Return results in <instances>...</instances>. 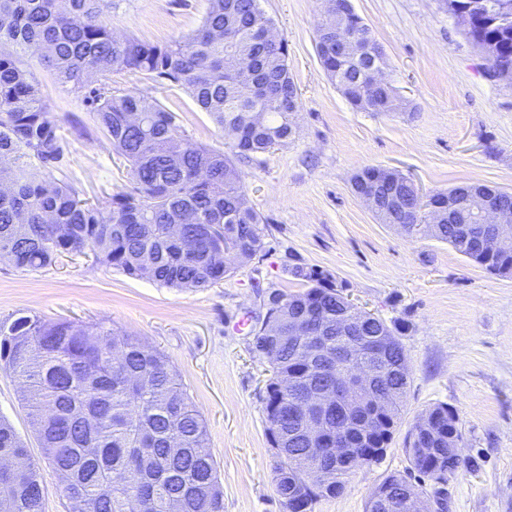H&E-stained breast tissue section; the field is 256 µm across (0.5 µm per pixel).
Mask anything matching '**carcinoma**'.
Wrapping results in <instances>:
<instances>
[{
  "label": "carcinoma",
  "instance_id": "carcinoma-1",
  "mask_svg": "<svg viewBox=\"0 0 512 512\" xmlns=\"http://www.w3.org/2000/svg\"><path fill=\"white\" fill-rule=\"evenodd\" d=\"M104 0H0V261L39 270L61 259L92 255L93 262L134 279L180 290L208 288L249 264L265 248V227L248 205L242 173L232 158L178 136L176 115L134 89L114 85L116 76H139L183 89L224 131L240 159L285 147L296 139L300 101L288 68V41L264 37L271 23L260 0H209L192 33L165 44L118 36L104 18ZM340 26L376 52L383 50L369 26L351 8ZM499 57L512 65V23L483 28ZM324 72L353 107L364 112H410L396 91L364 99L369 75L358 60L339 57L332 37L317 29ZM36 57L63 84L84 93L95 128L123 161L131 187L104 199L59 178L65 139L40 94L24 57ZM139 115L132 126L128 116ZM384 192L401 203L385 221L418 238L421 220L413 183L384 177ZM497 225H481L464 243V226L438 224L434 238L489 273L512 276V251L492 252L479 237ZM236 245L224 256V240ZM304 283L295 293H269L273 326H252V352L275 353L265 383L267 434L271 446L284 439L290 469L276 482L283 506L344 491L351 469L323 486L310 478L336 468V428L313 446L293 435L298 420L289 394L278 389L288 375L317 387L336 384L348 369L336 354L342 343L327 335L330 357L311 366L288 342V324L304 320L320 332L336 322L348 299L333 277L297 266ZM355 337L364 345L367 368L381 369L378 388L391 393L392 407L370 402L359 409L352 447L359 465L378 460L401 419L410 379L408 358L395 330L373 315ZM0 366L22 385L49 464L64 476L63 493L73 508L127 512L133 499L143 512H224L217 468L207 449L204 418L190 400L167 357L140 337L98 322L89 325L39 316L0 322ZM457 413L446 404L427 410L408 434L412 476L386 477L376 491L388 509L370 499L367 512H407L413 489L425 480L448 483L462 465ZM0 458L21 461L0 469V512H42L39 468L12 425L0 418ZM121 472L122 483L105 476Z\"/></svg>",
  "mask_w": 512,
  "mask_h": 512
}]
</instances>
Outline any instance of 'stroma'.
I'll list each match as a JSON object with an SVG mask.
<instances>
[{
  "mask_svg": "<svg viewBox=\"0 0 512 512\" xmlns=\"http://www.w3.org/2000/svg\"><path fill=\"white\" fill-rule=\"evenodd\" d=\"M383 46L409 112L353 108L316 53L320 0H261L289 43L299 134L287 147L240 162L266 247L214 286L178 290L80 259L38 271L0 263V321L21 315L92 323L139 336L167 356L207 424L224 512H284L262 398L270 364L252 351L240 319L263 314L272 290L301 291L294 266H317L361 309L399 326L410 367L401 419L384 456L352 472L345 490L312 512H366L389 475H407L408 432L429 408L459 415L465 464L448 480V512H512V278L491 275L448 243L409 240L378 223L351 190L360 168H394L427 193L462 183L512 191V85L494 79L445 0H350ZM208 0H109L113 31L163 44L195 30ZM66 139L63 174L113 194L129 177L93 133L81 93L30 59ZM137 90L175 112L180 135L231 154L210 116L185 93L150 79ZM0 415L39 467L42 512H71L20 386L0 369Z\"/></svg>",
  "mask_w": 512,
  "mask_h": 512,
  "instance_id": "35a3bbf8",
  "label": "stroma"
}]
</instances>
